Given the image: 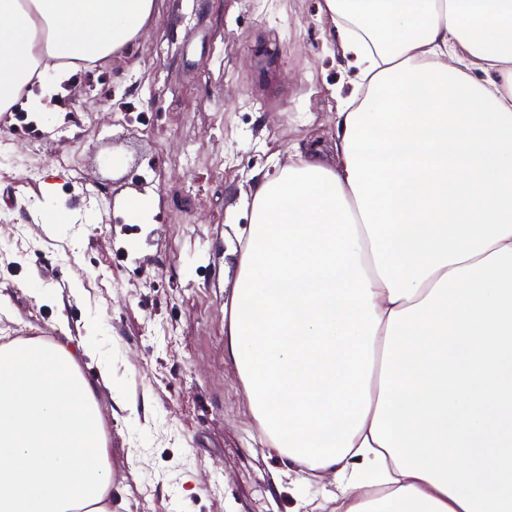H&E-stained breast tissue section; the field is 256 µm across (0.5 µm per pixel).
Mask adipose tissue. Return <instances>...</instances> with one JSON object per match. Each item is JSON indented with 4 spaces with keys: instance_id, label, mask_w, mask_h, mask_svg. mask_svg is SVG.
I'll return each instance as SVG.
<instances>
[{
    "instance_id": "adipose-tissue-1",
    "label": "adipose tissue",
    "mask_w": 512,
    "mask_h": 512,
    "mask_svg": "<svg viewBox=\"0 0 512 512\" xmlns=\"http://www.w3.org/2000/svg\"><path fill=\"white\" fill-rule=\"evenodd\" d=\"M155 0H0V112L34 118ZM361 93L334 164L258 181L224 352L334 512H512V0H323ZM481 70L487 81L474 79ZM94 349L0 347V512H112Z\"/></svg>"
}]
</instances>
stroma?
I'll list each match as a JSON object with an SVG mask.
<instances>
[{"label": "stroma", "mask_w": 512, "mask_h": 512, "mask_svg": "<svg viewBox=\"0 0 512 512\" xmlns=\"http://www.w3.org/2000/svg\"><path fill=\"white\" fill-rule=\"evenodd\" d=\"M319 4L156 0L120 61L72 75L61 106L81 127L0 115L19 159L0 163V215L18 226L0 244V345L95 330L79 366L102 412L112 512H330L332 477L274 486L288 462L259 437L224 356L235 227L250 222L255 174L299 152L334 159L352 86ZM119 112L134 121L116 123ZM135 191L157 196L150 223L125 219L119 199ZM49 203L73 223H43Z\"/></svg>", "instance_id": "stroma-1"}]
</instances>
